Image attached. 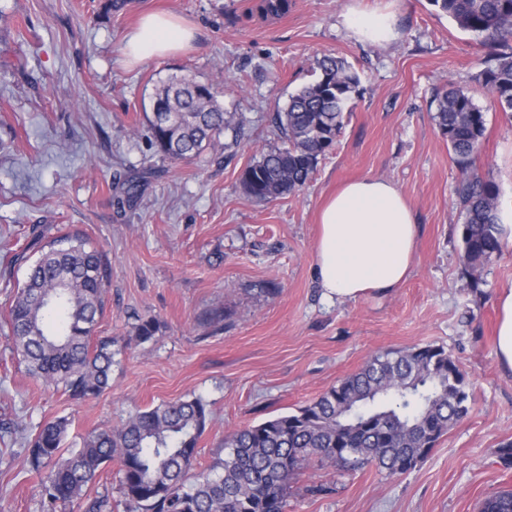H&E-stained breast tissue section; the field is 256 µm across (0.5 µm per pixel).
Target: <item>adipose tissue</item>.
<instances>
[{
  "label": "adipose tissue",
  "mask_w": 512,
  "mask_h": 512,
  "mask_svg": "<svg viewBox=\"0 0 512 512\" xmlns=\"http://www.w3.org/2000/svg\"><path fill=\"white\" fill-rule=\"evenodd\" d=\"M344 24L363 41L396 36L390 16L379 11L349 12ZM194 39L180 16L148 14L127 36L124 54L131 63L175 55ZM416 232L412 210L391 182L365 178L344 185L320 215L315 271L324 296L355 300L400 287L410 272ZM496 305V355L502 371L512 375V288L498 293Z\"/></svg>",
  "instance_id": "adipose-tissue-1"
}]
</instances>
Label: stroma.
I'll return each mask as SVG.
<instances>
[{"label": "stroma", "instance_id": "35a3bbf8", "mask_svg": "<svg viewBox=\"0 0 512 512\" xmlns=\"http://www.w3.org/2000/svg\"><path fill=\"white\" fill-rule=\"evenodd\" d=\"M259 0H0V512H43L42 480L24 441L58 417L63 454L88 435L177 399L202 398L210 422L198 470L224 456L229 432L295 411L356 372L373 354L445 347L468 373L471 413L407 473L346 472L315 460L288 490V512H480L512 490V376L498 365L496 294L512 288V240L473 278L461 261L459 171L434 115L447 83L469 88L485 111L477 169L512 217V112L475 81L487 50L430 0H288L263 17ZM351 9H381L396 38L371 45L344 27ZM175 13L196 31L191 48L129 64L126 37L146 13ZM332 55L361 84L335 144L299 192L259 203L241 179L284 140L274 122L290 95ZM189 75L223 87L241 120L202 161L171 164L149 143L159 86ZM142 176L132 207L123 179ZM378 178L407 199L418 228L408 280L386 294L329 302L315 279L318 216L345 182ZM80 229L106 255L112 279L95 333L116 338L109 388L81 403L32 378L6 337L25 268L12 257L40 233ZM155 320L138 340L134 327ZM332 485L327 495L312 486Z\"/></svg>", "mask_w": 512, "mask_h": 512}]
</instances>
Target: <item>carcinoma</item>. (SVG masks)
Listing matches in <instances>:
<instances>
[{"mask_svg": "<svg viewBox=\"0 0 512 512\" xmlns=\"http://www.w3.org/2000/svg\"><path fill=\"white\" fill-rule=\"evenodd\" d=\"M432 2L488 49L476 81L512 112V0ZM285 8V0L259 4L266 17H279ZM317 69L316 80L291 95L275 117L285 145L244 172L248 197L270 201L300 190L335 143L359 77L333 56L319 59ZM219 94L213 84L186 77L159 88L148 117L157 152L173 164L194 162L225 130L242 137L243 122L225 115ZM437 101L436 124L460 172L462 261L474 272L501 251L497 189L474 170L485 114L464 87L449 85ZM111 278L104 254L84 233L70 231L40 246L10 304L7 337L29 374L73 401L100 395L111 380L114 340L93 336ZM470 403L467 377L447 349L425 345L376 353L311 403L226 435L224 458L206 475L192 477L209 421L200 398L138 412L115 430L89 435L62 462L68 420L57 418L27 442L26 459L34 470L49 468L42 480L44 512L82 499L101 466L114 459L130 512H286L289 484L312 459L403 474L469 414ZM481 512H512V491L488 497Z\"/></svg>", "mask_w": 512, "mask_h": 512, "instance_id": "cac0c4a2", "label": "carcinoma"}]
</instances>
